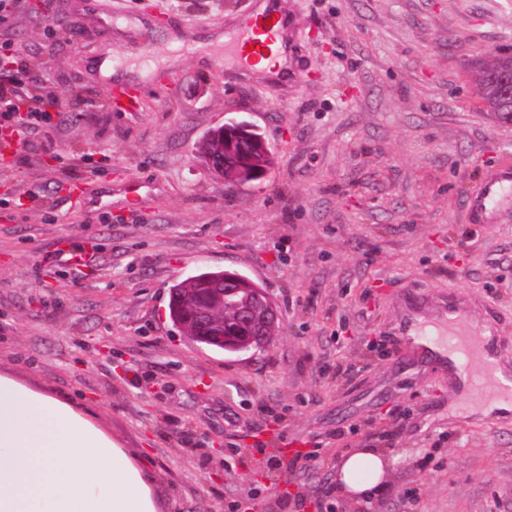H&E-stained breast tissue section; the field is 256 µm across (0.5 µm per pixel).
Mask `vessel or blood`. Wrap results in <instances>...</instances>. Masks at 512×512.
Listing matches in <instances>:
<instances>
[{"label":"vessel or blood","mask_w":512,"mask_h":512,"mask_svg":"<svg viewBox=\"0 0 512 512\" xmlns=\"http://www.w3.org/2000/svg\"><path fill=\"white\" fill-rule=\"evenodd\" d=\"M469 220L474 224H492L498 212L512 208V160L505 158L492 166L479 185L464 198ZM429 344L453 355V367L468 373L470 386L463 404L480 405L493 401L512 404V375L500 378L495 362L504 353L495 340L474 327L467 312L448 309V323L436 331H422Z\"/></svg>","instance_id":"vessel-or-blood-1"}]
</instances>
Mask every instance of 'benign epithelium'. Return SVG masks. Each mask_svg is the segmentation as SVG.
Segmentation results:
<instances>
[{"label":"benign epithelium","instance_id":"1","mask_svg":"<svg viewBox=\"0 0 512 512\" xmlns=\"http://www.w3.org/2000/svg\"><path fill=\"white\" fill-rule=\"evenodd\" d=\"M207 169L224 186L261 180L270 160V150L260 129L247 121L229 119L211 130L203 140ZM243 293L233 306L225 297ZM189 316L184 329L195 334L210 329L200 340L207 346L246 354L269 346L279 331V314L273 300L251 279L239 275L214 281L199 294L182 298Z\"/></svg>","mask_w":512,"mask_h":512}]
</instances>
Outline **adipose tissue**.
<instances>
[{"label": "adipose tissue", "mask_w": 512, "mask_h": 512, "mask_svg": "<svg viewBox=\"0 0 512 512\" xmlns=\"http://www.w3.org/2000/svg\"><path fill=\"white\" fill-rule=\"evenodd\" d=\"M386 468L378 450L354 449L337 489L367 498ZM153 482L87 412L0 374V512H158Z\"/></svg>", "instance_id": "ef3b65f1"}]
</instances>
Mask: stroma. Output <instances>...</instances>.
Returning <instances> with one entry per match:
<instances>
[{"instance_id":"35a3bbf8","label":"stroma","mask_w":512,"mask_h":512,"mask_svg":"<svg viewBox=\"0 0 512 512\" xmlns=\"http://www.w3.org/2000/svg\"><path fill=\"white\" fill-rule=\"evenodd\" d=\"M258 2L18 0L0 38L70 104L40 133L54 152L0 136V374L88 411L151 474L160 512H289L291 495L300 512H512V415L449 416L447 371L396 342L407 311L453 292L476 320L497 307L512 351V222L468 223L463 205L512 156L470 73L512 54V0H279L284 77L232 51ZM112 50L158 63L135 111L88 68ZM231 117L271 163L228 190L195 147ZM203 270L267 292L271 346L183 333L170 290ZM276 448L319 460L291 473ZM353 448L389 459L358 503L336 490Z\"/></svg>"}]
</instances>
